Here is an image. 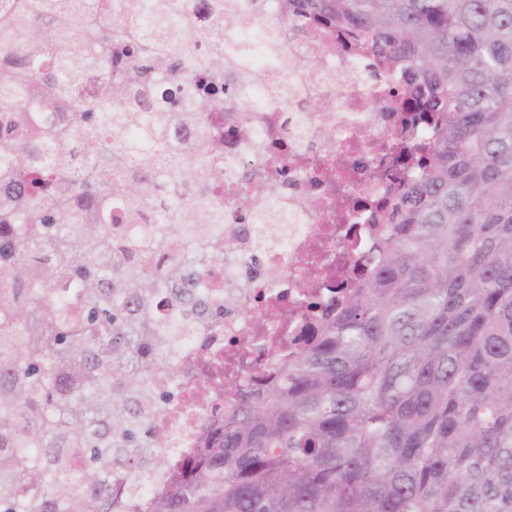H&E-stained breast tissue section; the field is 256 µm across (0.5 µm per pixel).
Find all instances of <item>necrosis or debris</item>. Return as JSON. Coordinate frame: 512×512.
Instances as JSON below:
<instances>
[{"label": "necrosis or debris", "mask_w": 512, "mask_h": 512, "mask_svg": "<svg viewBox=\"0 0 512 512\" xmlns=\"http://www.w3.org/2000/svg\"><path fill=\"white\" fill-rule=\"evenodd\" d=\"M160 2L179 34L172 55L195 79L205 76L207 36L224 33L223 103L203 123L168 130L184 147L221 134L212 195L224 221L202 225L195 243L184 244L194 185L147 210L126 200L114 210L112 233L156 240L181 277L156 280L150 302L152 370L165 388L127 391L135 408L125 430L149 432L159 444L113 481L95 512H146L199 457L205 426L243 384L242 340L250 339L252 358H268L270 338L287 335L306 295L326 301L356 283L375 247L360 208L385 198L402 176L404 147L430 134L404 109L405 83L355 33L284 13L282 0H113L112 10L144 24ZM243 187L249 207L228 206ZM179 289L190 291L191 305L173 301Z\"/></svg>", "instance_id": "necrosis-or-debris-1"}]
</instances>
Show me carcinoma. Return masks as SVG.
<instances>
[{"label": "carcinoma", "mask_w": 512, "mask_h": 512, "mask_svg": "<svg viewBox=\"0 0 512 512\" xmlns=\"http://www.w3.org/2000/svg\"><path fill=\"white\" fill-rule=\"evenodd\" d=\"M351 29L427 93L434 114L425 165L372 215L380 246L357 287L318 321L319 336L275 362L207 426L188 474L149 512H512V0H285ZM138 35L112 0H0V272L35 283L40 303L0 320V338L36 321L22 354L0 365L4 406L20 407L32 440L87 443L89 462L54 475L83 492L51 491L41 512H91L102 487L144 447L129 442L115 473L91 461L129 412L113 397L136 381L159 386L143 358L154 283L137 267L146 237L106 235L122 187L174 188L216 167L209 149L171 151L156 124L126 142L127 89L148 94L151 70L191 78L166 57L160 12ZM103 94L74 101L85 67ZM195 224L224 211L198 202ZM40 240L60 255L33 271L23 251ZM83 283L86 313L53 301L56 284ZM125 293L135 305L111 301ZM25 456L0 458V488L46 483Z\"/></svg>", "instance_id": "carcinoma-1"}]
</instances>
